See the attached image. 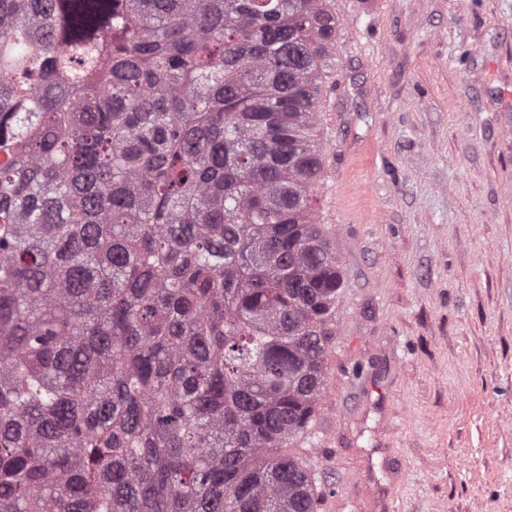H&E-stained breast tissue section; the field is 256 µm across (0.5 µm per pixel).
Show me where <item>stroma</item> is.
Wrapping results in <instances>:
<instances>
[{
    "label": "stroma",
    "instance_id": "35a3bbf8",
    "mask_svg": "<svg viewBox=\"0 0 512 512\" xmlns=\"http://www.w3.org/2000/svg\"><path fill=\"white\" fill-rule=\"evenodd\" d=\"M317 190L347 277L294 446L318 512H512V0H331Z\"/></svg>",
    "mask_w": 512,
    "mask_h": 512
}]
</instances>
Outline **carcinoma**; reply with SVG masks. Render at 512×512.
<instances>
[{"label": "carcinoma", "mask_w": 512, "mask_h": 512, "mask_svg": "<svg viewBox=\"0 0 512 512\" xmlns=\"http://www.w3.org/2000/svg\"><path fill=\"white\" fill-rule=\"evenodd\" d=\"M337 24L0 0V512H315Z\"/></svg>", "instance_id": "obj_1"}]
</instances>
